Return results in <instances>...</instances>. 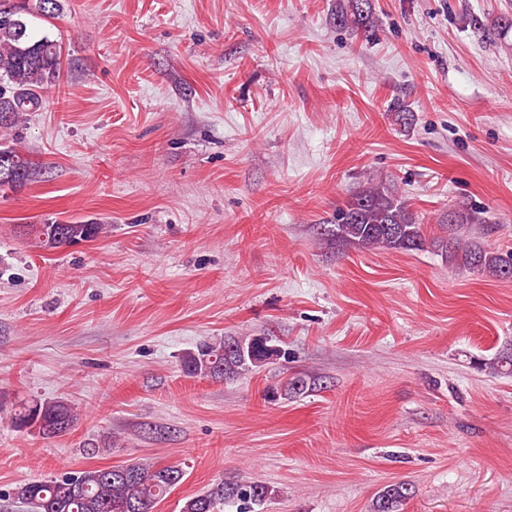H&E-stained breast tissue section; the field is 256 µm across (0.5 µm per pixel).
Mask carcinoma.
<instances>
[{"label": "carcinoma", "mask_w": 512, "mask_h": 512, "mask_svg": "<svg viewBox=\"0 0 512 512\" xmlns=\"http://www.w3.org/2000/svg\"><path fill=\"white\" fill-rule=\"evenodd\" d=\"M60 0H0V131L13 132L20 115L41 105L39 91L60 78L62 47L47 35L32 32L31 18L58 15ZM336 26L359 34L374 27L372 0H336ZM475 32L512 31V18L503 16L493 28L474 20ZM34 163L14 146H0V187H20L30 180ZM446 236L440 240L448 262L477 274L512 280V251H489L469 240L472 226L486 220L466 204L448 209L438 220ZM102 224H28L25 238L38 246L58 248L69 242L90 241ZM336 246L366 250L420 251L427 245L423 224L398 191L370 183L352 193L336 209V224L328 231ZM279 356L262 336L231 337L218 343L202 342L182 356L184 371L193 376L234 378ZM496 374L512 375V345L482 363ZM74 405L64 399L21 403L10 415V425L44 439L65 434L74 425ZM186 471L180 465L133 463L102 469L67 472L31 481L13 491L25 512H150L179 485ZM412 495L406 483L387 486L378 496L374 512H401ZM276 496L273 487L259 481L219 482L187 499L181 512H255Z\"/></svg>", "instance_id": "cac0c4a2"}]
</instances>
